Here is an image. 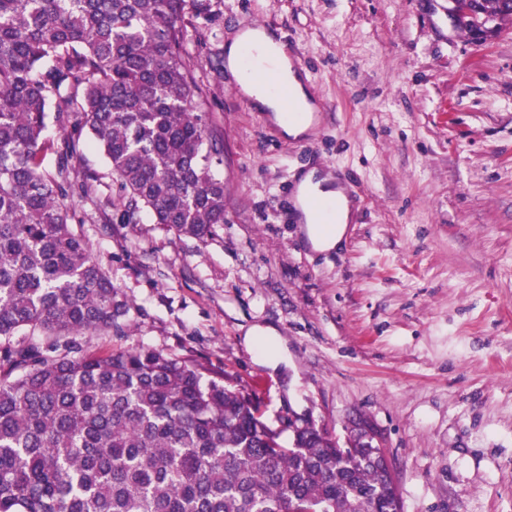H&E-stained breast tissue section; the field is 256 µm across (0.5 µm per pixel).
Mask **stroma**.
Instances as JSON below:
<instances>
[{
  "mask_svg": "<svg viewBox=\"0 0 512 512\" xmlns=\"http://www.w3.org/2000/svg\"><path fill=\"white\" fill-rule=\"evenodd\" d=\"M265 26L291 43L321 107L283 135L237 91L224 46ZM185 57L224 146V224L201 241L106 207L98 174L77 230L124 293L121 335L253 389L268 417L311 414L383 433L402 512H512V24L481 41L448 0H203ZM355 198L341 245L317 252L292 203L303 170ZM280 345L261 363L251 327Z\"/></svg>",
  "mask_w": 512,
  "mask_h": 512,
  "instance_id": "1",
  "label": "stroma"
}]
</instances>
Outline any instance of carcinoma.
I'll return each mask as SVG.
<instances>
[{"instance_id": "obj_1", "label": "carcinoma", "mask_w": 512, "mask_h": 512, "mask_svg": "<svg viewBox=\"0 0 512 512\" xmlns=\"http://www.w3.org/2000/svg\"><path fill=\"white\" fill-rule=\"evenodd\" d=\"M197 6L0 0V512H401L392 465L360 434L272 422L226 371L76 341L127 311L74 229L71 201L97 179L76 169L81 137L122 218L148 209L199 240L224 223L221 149L183 48ZM509 19L508 0H483L459 26L478 39Z\"/></svg>"}]
</instances>
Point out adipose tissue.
Instances as JSON below:
<instances>
[{"label":"adipose tissue","instance_id":"adipose-tissue-1","mask_svg":"<svg viewBox=\"0 0 512 512\" xmlns=\"http://www.w3.org/2000/svg\"><path fill=\"white\" fill-rule=\"evenodd\" d=\"M247 47L256 50L260 57L269 62L270 70L266 75L265 83L256 82L244 71L241 57L243 49ZM224 54L227 67L236 79L238 91L248 97L259 111L271 113L273 120L280 121L281 106L278 99L267 88L268 83L271 82L289 84L298 105L306 111H314L315 106L302 74L293 67L289 58L283 53L282 46L274 33L245 28L227 43ZM311 195L338 200L340 207L337 221L330 233L321 232L314 224L313 216L306 205V199ZM294 205L300 218L306 223V238L313 250L329 252L341 243L347 232V226L353 218V207L348 197L335 187L330 177L317 175L313 170L302 173L294 196Z\"/></svg>","mask_w":512,"mask_h":512}]
</instances>
